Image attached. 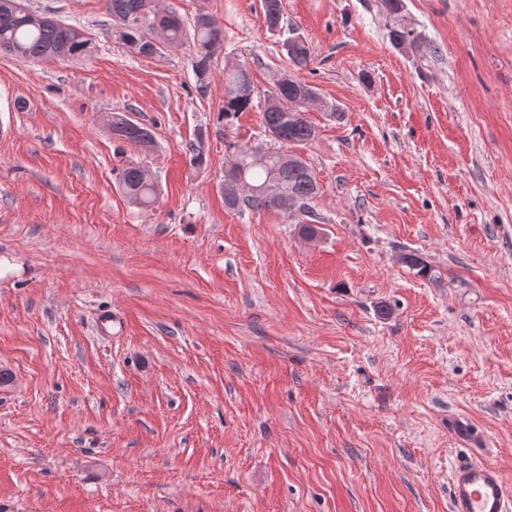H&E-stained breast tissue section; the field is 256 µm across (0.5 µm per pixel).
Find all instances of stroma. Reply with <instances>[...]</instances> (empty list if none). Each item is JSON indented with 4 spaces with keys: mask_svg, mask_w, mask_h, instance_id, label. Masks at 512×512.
Instances as JSON below:
<instances>
[{
    "mask_svg": "<svg viewBox=\"0 0 512 512\" xmlns=\"http://www.w3.org/2000/svg\"><path fill=\"white\" fill-rule=\"evenodd\" d=\"M30 4L97 50L0 53V512H449L465 460L512 489V0H283L277 32L262 0H159L224 26L202 92L192 42L147 56L105 0ZM292 31L313 240L220 191L226 142L270 143L257 106L225 132L224 69L264 92ZM286 52L288 63L294 69H306L309 61V49L301 36H290L282 43ZM107 115V125L112 137L120 143L148 146L153 142V132L150 128L134 122L124 112H112ZM112 120V130L110 122ZM121 188L130 203L139 208H148L154 203L156 186L139 167L124 170Z\"/></svg>",
    "mask_w": 512,
    "mask_h": 512,
    "instance_id": "35a3bbf8",
    "label": "stroma"
}]
</instances>
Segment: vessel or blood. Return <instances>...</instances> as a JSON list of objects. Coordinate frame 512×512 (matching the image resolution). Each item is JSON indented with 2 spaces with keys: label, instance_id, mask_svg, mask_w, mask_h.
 <instances>
[{
  "label": "vessel or blood",
  "instance_id": "vessel-or-blood-1",
  "mask_svg": "<svg viewBox=\"0 0 512 512\" xmlns=\"http://www.w3.org/2000/svg\"><path fill=\"white\" fill-rule=\"evenodd\" d=\"M450 507L451 512H512V490L495 467L463 463L451 473Z\"/></svg>",
  "mask_w": 512,
  "mask_h": 512
}]
</instances>
